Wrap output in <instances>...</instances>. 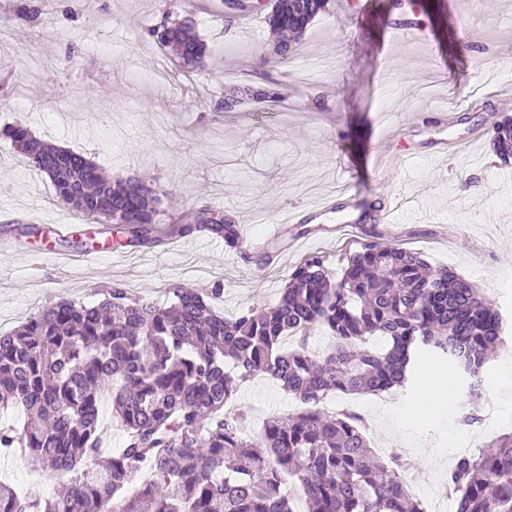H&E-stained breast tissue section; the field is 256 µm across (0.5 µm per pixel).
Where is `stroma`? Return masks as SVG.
I'll return each instance as SVG.
<instances>
[{"label": "stroma", "instance_id": "stroma-1", "mask_svg": "<svg viewBox=\"0 0 512 512\" xmlns=\"http://www.w3.org/2000/svg\"><path fill=\"white\" fill-rule=\"evenodd\" d=\"M44 20L14 18L0 0V127L25 122L33 136L83 153L112 177L146 180L169 199V213L210 207L232 216L259 240L243 254L206 232L159 249L101 255L92 266L65 263L70 247L53 225L89 240L95 223L59 199L50 180L0 138V333L65 297L97 301L118 283L162 299L165 287L210 291L231 317L276 303L290 268L312 254L339 272L346 250L366 239L359 201L385 198L376 240L422 252L435 266L472 281L501 314L502 352L486 364L478 392L453 376L446 404L417 410L427 359L415 380L379 395H336L328 411L363 416L380 458L400 454L424 474L419 500L446 494L455 459L512 432V162L494 153L492 127L512 116V0H419L430 43L402 30L401 10L385 0H329L288 63L263 65L273 46L264 14L241 19L221 0H197V35L209 71L181 72L148 36L167 0H41ZM278 88L284 106L215 105L236 83ZM453 111L441 124V111ZM405 148L415 158L376 182L370 154ZM342 190V205L315 208ZM37 234H26L28 226ZM232 408L252 428L297 407L278 385L257 377L240 384ZM476 411L479 421L461 417ZM0 481L22 496L51 498L62 485L33 458L0 455Z\"/></svg>", "mask_w": 512, "mask_h": 512}]
</instances>
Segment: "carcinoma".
<instances>
[{
  "instance_id": "obj_1",
  "label": "carcinoma",
  "mask_w": 512,
  "mask_h": 512,
  "mask_svg": "<svg viewBox=\"0 0 512 512\" xmlns=\"http://www.w3.org/2000/svg\"><path fill=\"white\" fill-rule=\"evenodd\" d=\"M169 4L173 11L148 36L181 67L206 69L205 44L180 17L193 0ZM326 5L273 0L267 22L279 62ZM245 100L275 106L281 96L270 85H238L221 111ZM0 135L98 233L117 229L121 246L154 248L200 231L239 245L229 216L204 208L167 226L166 207L145 183L112 179L19 122ZM492 144L502 161L512 159V118L493 126ZM223 292L178 284L160 303L112 285L97 304L60 297L1 333L0 410L21 411L24 423L0 427V454L40 460L66 492L21 499L0 483V512H424L408 493L406 462L377 459L358 414L322 405L336 393L405 385L423 353L479 376L501 344L502 321L478 288L420 252L367 240L345 255L337 277L324 257L304 258L279 301L263 309L228 319L211 305ZM317 327L332 338L321 353L307 343ZM373 336L387 348L366 347ZM257 375L278 382L300 408L252 436L246 414L224 408L237 383ZM105 399L124 432L111 451L102 444ZM448 488L457 512H512V434L497 437L491 452L458 457Z\"/></svg>"
}]
</instances>
